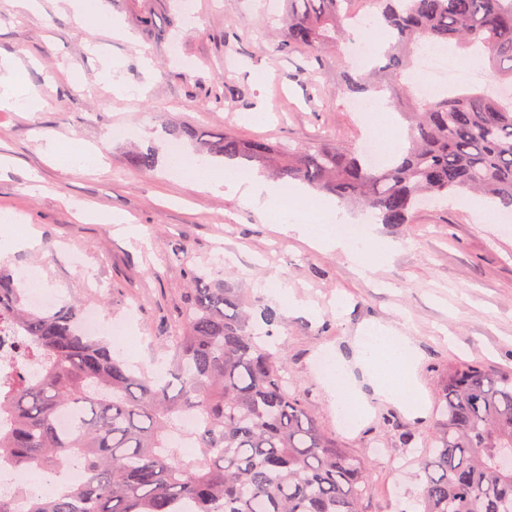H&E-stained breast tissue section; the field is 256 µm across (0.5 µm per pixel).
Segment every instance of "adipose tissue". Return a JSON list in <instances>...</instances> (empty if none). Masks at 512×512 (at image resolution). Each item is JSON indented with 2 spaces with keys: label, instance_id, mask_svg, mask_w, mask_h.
I'll use <instances>...</instances> for the list:
<instances>
[{
  "label": "adipose tissue",
  "instance_id": "1",
  "mask_svg": "<svg viewBox=\"0 0 512 512\" xmlns=\"http://www.w3.org/2000/svg\"><path fill=\"white\" fill-rule=\"evenodd\" d=\"M176 182H189L200 189L224 188L227 194L239 197L263 214H286L283 189L258 173H248L238 167H216L186 152L178 168L167 171ZM420 356L412 342L396 335L383 325L371 326L365 336L356 337L352 359L336 356L333 363L339 378L331 383L340 411L363 420L374 401H386L417 413L422 409L420 384L417 376Z\"/></svg>",
  "mask_w": 512,
  "mask_h": 512
}]
</instances>
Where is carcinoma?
Instances as JSON below:
<instances>
[{
  "mask_svg": "<svg viewBox=\"0 0 512 512\" xmlns=\"http://www.w3.org/2000/svg\"><path fill=\"white\" fill-rule=\"evenodd\" d=\"M151 28L157 0H124ZM348 0H283L277 50L316 56L346 36ZM382 37L363 73L336 59L352 97L397 102L406 145L372 166L342 139L290 149L233 131L199 132L175 122L168 135L202 155L256 164L287 184L361 206L382 224L450 194L480 192L512 208V94L463 88L431 99L410 82L423 43L454 48L468 68L491 69L512 86V0H374ZM179 324L163 338V374L112 354L78 326L82 308L32 310L25 289L0 269V325L24 338L23 368L0 375V459L21 472L52 474L75 460L81 479L50 496H29L28 512H363L370 485L363 456L341 447L288 390V351L260 336L280 323L268 309L259 332L239 288L206 282L190 268ZM185 414L199 457L172 445ZM422 490L403 512H512V371L467 365L438 388V418L419 459Z\"/></svg>",
  "mask_w": 512,
  "mask_h": 512,
  "instance_id": "obj_1",
  "label": "carcinoma"
}]
</instances>
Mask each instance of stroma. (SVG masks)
Segmentation results:
<instances>
[{"instance_id":"obj_1","label":"stroma","mask_w":512,"mask_h":512,"mask_svg":"<svg viewBox=\"0 0 512 512\" xmlns=\"http://www.w3.org/2000/svg\"><path fill=\"white\" fill-rule=\"evenodd\" d=\"M195 18L180 31L175 67L157 29L139 26L111 0H92L98 19L79 21L65 0H0V62L13 63L38 95L33 113L0 110V210L16 232L34 233V251L0 254V267L28 272L29 286L57 303L80 302L127 322L137 344L133 362L154 367L159 338L178 321L186 270L200 267L276 309L275 338L288 347V377L322 428L364 456L371 483L365 512H404L421 489L412 469L395 471L392 456L423 447L432 432L437 384L467 364L512 370V232L500 219L512 210L475 195H451L408 224H373L361 210L347 223L374 233L389 260L362 273L340 250L311 246L300 232L273 223L238 198L166 178L178 121L223 127L292 148L315 134L362 142L369 112L354 111L336 85L334 56L316 66L321 92L300 75L303 53L273 47L281 23L275 0H193ZM120 66L116 96L106 62ZM260 121H250V114ZM126 135L116 139L114 127ZM99 148V174L60 169L49 139ZM154 149L153 170L135 169V148ZM127 216L140 232L78 220L72 202ZM393 327L421 353L420 414L373 402L371 416L346 430L336 398L318 368L322 356L350 352L360 324Z\"/></svg>"}]
</instances>
